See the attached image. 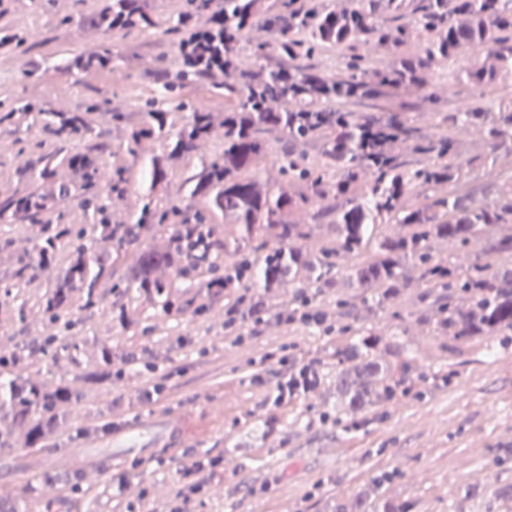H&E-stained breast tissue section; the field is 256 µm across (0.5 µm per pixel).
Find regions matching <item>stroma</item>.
<instances>
[{
  "label": "stroma",
  "instance_id": "stroma-1",
  "mask_svg": "<svg viewBox=\"0 0 512 512\" xmlns=\"http://www.w3.org/2000/svg\"><path fill=\"white\" fill-rule=\"evenodd\" d=\"M182 0H152V23L139 30L107 33L90 19L103 0H26L24 7L0 21V31L17 33L26 46H7L0 54V101L6 107L35 105L36 115L0 123V195L15 192L34 168L31 151L20 140H41V112H80L94 100L101 108L97 126L108 129L113 148L100 168L123 169L126 190L112 198V221L130 223L150 186L149 161L166 152L156 140L143 141L138 157L122 147L127 126L136 122L144 101L161 91L165 77L180 70L178 39L169 21ZM107 54L106 71L70 69L68 49ZM457 81L454 68L440 61L428 74L423 92L391 89L383 104L363 101L360 112L377 107L399 113L427 127L477 95ZM168 124L179 125L191 112L224 117V92L208 82L171 93L163 106ZM124 122H110L113 113ZM224 150V130L215 131L198 152L177 158L157 196L178 203L189 194L185 180L202 160ZM37 235L26 226L0 225V237L14 239L0 253V353L17 346L35 347L55 328L41 312L54 285L55 268L31 284L12 285L17 263ZM213 256L189 276L160 274L170 311L131 292L108 295L102 307L87 310L83 294L73 291L71 309L77 328L63 336L68 349L60 357L36 354L22 375L28 381L81 390L79 403L61 406L62 423L40 448L0 449V499L15 512H167L182 484L181 469L190 458L207 454L223 459L204 494L191 496L189 512H333L336 502L354 504L357 493L383 472L394 478L384 495L411 501L412 512H512V499L501 490L512 485V344L493 340L450 352L447 337L417 323L421 307L416 289H407L396 305L397 317L382 314L371 323L384 341L399 338L414 377L413 387L353 428L338 427L337 354L347 337L314 326L297 329L278 324L273 315L295 305L296 290L282 284L268 295L269 316L252 337L237 344L224 335V301L206 295L213 269L231 263ZM25 319H18L17 310ZM404 336H396V329ZM114 352L142 351L144 362L127 368L120 379L87 384L83 374L99 367L102 345ZM320 362L321 382L300 398L281 406L267 398L277 381L274 359L281 347ZM162 384L149 409L138 397ZM183 415L185 439L162 452L142 448L112 450V429L119 422ZM77 460L84 478L79 488L57 483L58 497L48 498L40 477L54 468V449ZM127 474L120 491L111 477Z\"/></svg>",
  "mask_w": 512,
  "mask_h": 512
}]
</instances>
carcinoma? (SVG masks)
<instances>
[{"mask_svg": "<svg viewBox=\"0 0 512 512\" xmlns=\"http://www.w3.org/2000/svg\"><path fill=\"white\" fill-rule=\"evenodd\" d=\"M420 15L408 24L391 25L379 14L396 9L393 0H351L342 15L328 0H311L295 14L283 10L257 21L269 41L256 46L263 56L272 48L285 62L277 68H241L238 44H224V59L240 75L237 86L226 88L235 103L224 113V152L201 162L187 178L190 197L202 194L206 207L195 202L163 207L153 196L143 195L129 224L116 227L108 201L122 191V172L106 184L98 180L95 158L112 150V143L80 114L54 123L45 112L43 127L62 144L78 153L70 158V183L64 199L91 212V229L83 224H54L48 219V197L28 188L0 199V222L38 228L32 251L20 261L13 278L30 283L61 251L68 261L59 267L55 285L43 301L49 322L68 312L70 293L84 292V307L100 306L99 289L113 291L112 257L132 255L123 292L150 294L161 307L171 304L161 269L183 274L213 254L237 251L216 235L212 214L217 211L240 226L242 239L261 262L260 287L277 288L283 281L298 283V308L314 310L317 294L333 287L336 275L355 289L368 315L385 311L394 298L420 284L429 313L420 321L448 336L450 349L460 351L476 342L512 339V102L479 99L448 113V128L477 137L490 148L491 166L499 183L495 197L476 201L468 190V167L460 141L435 132L413 138V130L400 121L380 119L376 143L365 140L366 114L349 104L380 94V90L419 86L420 74L446 58L460 64V76L482 87L497 73H512V0H423ZM111 14L99 17L98 27L112 31L111 15H131L127 30L138 29L147 17L145 0H112ZM247 0H224V21L238 23L247 15ZM349 27L342 39L338 28ZM358 40L364 51L347 55L342 70L326 77L307 69L309 59L326 43ZM417 45L411 62L400 68L374 70L370 55L388 46ZM485 50L493 67L465 63L471 50ZM199 72L181 69L164 84L165 92L197 83ZM288 97L294 106L267 111L270 101ZM161 98L145 100L140 121L131 126L125 144L134 157L145 139L173 142L168 155L152 159V181L164 180L170 158L191 154L213 132L209 112H191L177 127L166 126ZM255 113V120L240 125L238 116ZM277 134L276 162L286 189H275L253 175L268 151L267 135ZM414 139L409 156L394 151L400 141ZM321 140V163L314 166L298 152L309 141ZM314 198L320 207L309 214L310 223L297 224L291 215L298 201ZM331 216L323 226V214ZM325 227L327 245L316 251L306 242ZM168 232L160 248L141 247L153 233ZM437 240L451 247L444 258L433 249ZM351 260L345 265L343 259ZM342 319L336 332L351 337L341 352L336 370V392L341 401L336 421L346 414L367 413L403 392L405 379L391 373L387 356L402 347L388 345L373 330L355 323L352 304L336 298ZM32 350L5 355L4 367L21 368ZM112 378V347L101 350V369L88 374L100 382ZM79 399L64 388L48 389L19 376L0 381V420L26 428L25 447L36 448L58 423L59 407ZM381 481L357 499L359 512H411L412 505L379 494Z\"/></svg>", "mask_w": 512, "mask_h": 512, "instance_id": "1", "label": "carcinoma"}]
</instances>
